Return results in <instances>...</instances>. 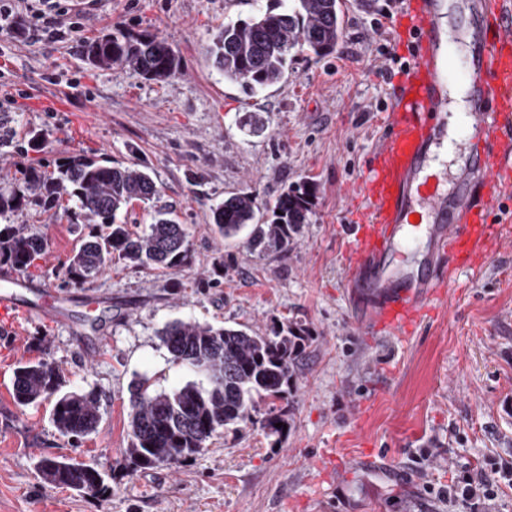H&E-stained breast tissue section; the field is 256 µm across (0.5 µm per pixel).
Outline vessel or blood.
<instances>
[{
	"label": "vessel or blood",
	"mask_w": 512,
	"mask_h": 512,
	"mask_svg": "<svg viewBox=\"0 0 512 512\" xmlns=\"http://www.w3.org/2000/svg\"><path fill=\"white\" fill-rule=\"evenodd\" d=\"M466 50L448 40L447 0H404L399 23L416 50L390 90L388 137L361 183L368 207L354 226L348 287L364 327L412 335L458 270L483 266L512 229L488 213L512 193V0H461ZM465 85L471 109L448 130V87ZM455 178L454 190L444 185ZM26 282L0 276V327L65 316L46 289L22 301Z\"/></svg>",
	"instance_id": "b4317fda"
}]
</instances>
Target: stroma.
<instances>
[{
  "mask_svg": "<svg viewBox=\"0 0 512 512\" xmlns=\"http://www.w3.org/2000/svg\"><path fill=\"white\" fill-rule=\"evenodd\" d=\"M402 0L362 10L342 0L334 54L294 56L287 79L253 96L226 82L206 48L225 22L251 16L256 0H0L19 18L0 26V190L30 171L51 174L75 154L146 168L155 207L188 228L192 259L164 275L117 263L90 285L64 272L89 228L75 200L48 210L28 198L0 213V230L42 234L46 252L26 272L25 298L50 287L68 300L64 323L33 321L0 332V512H471L448 498L467 471L512 465V238L455 283L411 336L370 334L346 288L349 227L387 128L390 81L376 49L392 46L390 74L410 63L396 36ZM55 24L44 27V19ZM123 30L168 41L181 67L165 82L89 62L87 46ZM62 96L60 112L47 102ZM310 182L308 224L287 253L252 251L247 233L227 239L213 209L251 194L256 223L289 186ZM155 207L118 216L130 230ZM101 315L88 324V303ZM177 319L271 334L303 329L309 341L288 400V428L268 435L269 410L218 430L191 459L135 469L128 453L129 386L148 378L172 393L196 374L174 363L159 333ZM60 365L72 388L100 394L97 432L76 441L51 420L52 400L18 408L21 360ZM373 452L376 466L362 464ZM66 457L97 468L109 487L81 495L47 483L35 464Z\"/></svg>",
  "mask_w": 512,
  "mask_h": 512,
  "instance_id": "1",
  "label": "stroma"
}]
</instances>
